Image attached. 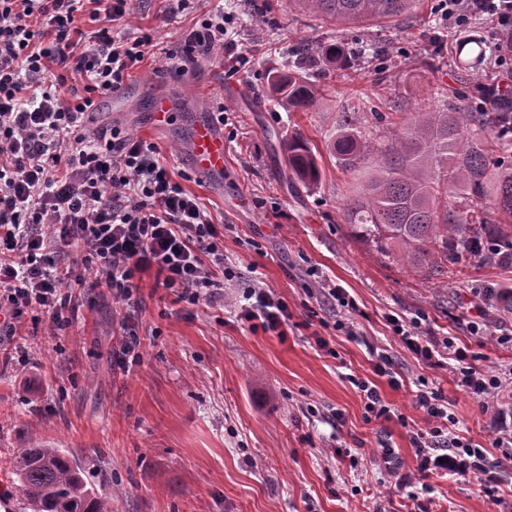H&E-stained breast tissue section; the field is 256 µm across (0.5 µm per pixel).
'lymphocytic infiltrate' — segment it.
Here are the masks:
<instances>
[{
    "instance_id": "1",
    "label": "lymphocytic infiltrate",
    "mask_w": 512,
    "mask_h": 512,
    "mask_svg": "<svg viewBox=\"0 0 512 512\" xmlns=\"http://www.w3.org/2000/svg\"><path fill=\"white\" fill-rule=\"evenodd\" d=\"M453 25L469 16L496 18L498 48L512 56V0H442ZM94 27L81 30L79 16ZM130 0H0V330L15 335L29 315H44L50 330L73 322L69 283L110 288L131 300L141 278L175 302L213 303L224 296V235L200 197L168 170L155 144L119 126L94 127L91 108L146 59L181 67L185 54L224 48V15L191 29L184 50L159 47L153 34L134 30ZM245 321L264 331L287 325L288 306L254 285L244 293ZM412 357L439 366V349L458 363L457 384L475 396H495L505 383L477 372L468 349L421 336L416 324H395ZM430 425L415 434L420 476L474 474L493 493L498 469L512 460V435L498 438L490 458L448 433V407L421 393Z\"/></svg>"
}]
</instances>
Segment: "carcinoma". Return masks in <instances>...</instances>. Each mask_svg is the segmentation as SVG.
<instances>
[{
    "label": "carcinoma",
    "instance_id": "1",
    "mask_svg": "<svg viewBox=\"0 0 512 512\" xmlns=\"http://www.w3.org/2000/svg\"><path fill=\"white\" fill-rule=\"evenodd\" d=\"M419 0H288V7L338 24L408 17ZM476 59L485 42L466 36L456 53ZM288 70L264 75L268 101L287 112L307 111L325 88L303 77L301 66L328 69L346 62L334 43H302ZM512 124L511 112H416L401 128L385 132L378 151L371 138L349 127L337 130L333 149L347 164L378 153L371 174L343 207L350 236L381 257L419 273H440L462 251L502 234L492 214L512 218V154L498 129ZM288 179L311 190L322 167L307 138L281 143ZM453 200L454 209L448 208ZM21 493L20 512H112V497L88 484L84 468L61 448H26L11 463Z\"/></svg>",
    "mask_w": 512,
    "mask_h": 512
}]
</instances>
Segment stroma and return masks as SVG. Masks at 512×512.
<instances>
[{
	"label": "stroma",
	"instance_id": "1",
	"mask_svg": "<svg viewBox=\"0 0 512 512\" xmlns=\"http://www.w3.org/2000/svg\"><path fill=\"white\" fill-rule=\"evenodd\" d=\"M439 5L422 0L406 20L336 26L289 9L288 0H199L165 24L158 0H136L134 24L168 46L202 13L226 12L223 55L183 71L143 65L129 79L132 95L118 108L104 102L97 120L157 145L185 188L223 222L224 261L238 275L211 305L172 303L146 274L134 305L106 287L75 292L78 319L61 334L27 320L24 335L6 343L10 359H0V477L9 512H19L21 499L12 459L47 445L81 463L90 484L111 495L112 512H412L417 504L426 512H497L474 475H430L413 502L385 471L387 451L400 473L416 470L420 391L441 394L452 432L491 457L501 454L493 442L504 403L462 390L455 361L442 368L415 362L388 318L422 317L421 335L451 337L474 354L477 371L511 376L512 342L498 336L512 329V310L490 309L472 286L511 292L512 266L462 253L428 276L384 262L349 236L342 215L374 161L347 170L332 150L339 125L374 136L401 115L479 105L505 79L494 21L481 16L449 28ZM466 34L487 41L482 60L458 58L456 41ZM304 41L344 44L347 63L327 73L331 93L315 111L273 108L263 76ZM159 94L177 99L180 112L156 133L147 112ZM220 104L230 114V181L219 191L192 176L182 146L195 121ZM295 131L321 156L322 182L312 191L288 181L280 145ZM257 276L288 304L284 336L238 317ZM325 279L355 300L352 332L337 329L342 315L323 297ZM471 321L486 323L483 335L467 331ZM129 328L142 359L124 372L112 356ZM381 352L393 360L399 389L373 372ZM356 377L376 380L389 418L366 419Z\"/></svg>",
	"mask_w": 512,
	"mask_h": 512
}]
</instances>
